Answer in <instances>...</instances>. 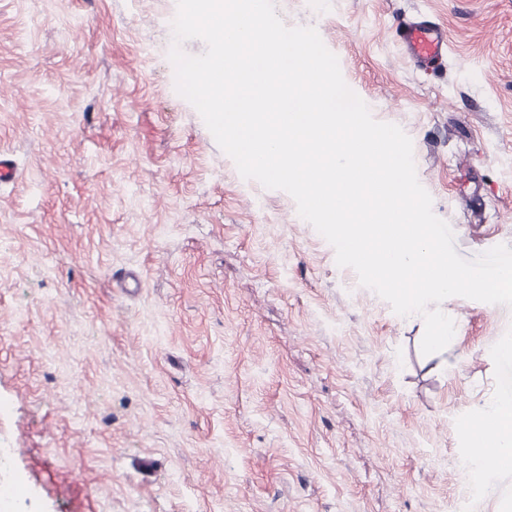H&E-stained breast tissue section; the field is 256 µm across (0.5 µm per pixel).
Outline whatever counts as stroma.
Listing matches in <instances>:
<instances>
[{
  "mask_svg": "<svg viewBox=\"0 0 512 512\" xmlns=\"http://www.w3.org/2000/svg\"><path fill=\"white\" fill-rule=\"evenodd\" d=\"M316 28L472 259L512 247V0H274ZM177 0H0V512H501L459 428L512 383V308L463 297L442 351L244 179L168 59ZM424 16L448 58L395 36ZM396 34L418 66L441 64L448 55L446 31L433 21L399 22Z\"/></svg>",
  "mask_w": 512,
  "mask_h": 512,
  "instance_id": "1",
  "label": "stroma"
}]
</instances>
